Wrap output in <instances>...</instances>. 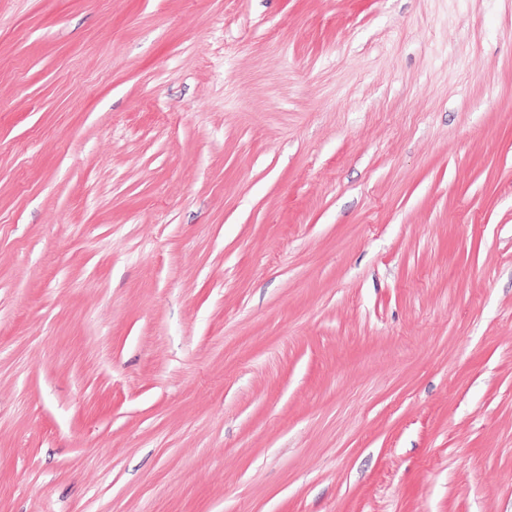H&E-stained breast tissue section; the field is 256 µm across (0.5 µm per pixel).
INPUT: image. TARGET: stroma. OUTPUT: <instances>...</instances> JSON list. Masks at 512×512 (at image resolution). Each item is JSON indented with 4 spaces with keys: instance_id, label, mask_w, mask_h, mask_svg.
Returning a JSON list of instances; mask_svg holds the SVG:
<instances>
[{
    "instance_id": "obj_1",
    "label": "stroma",
    "mask_w": 512,
    "mask_h": 512,
    "mask_svg": "<svg viewBox=\"0 0 512 512\" xmlns=\"http://www.w3.org/2000/svg\"><path fill=\"white\" fill-rule=\"evenodd\" d=\"M0 512H512V0H0Z\"/></svg>"
}]
</instances>
